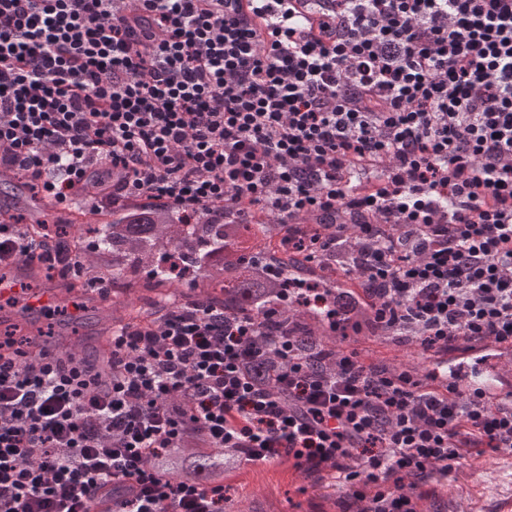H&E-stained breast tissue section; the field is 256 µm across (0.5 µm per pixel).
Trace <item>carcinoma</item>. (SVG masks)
I'll return each instance as SVG.
<instances>
[{"mask_svg":"<svg viewBox=\"0 0 512 512\" xmlns=\"http://www.w3.org/2000/svg\"><path fill=\"white\" fill-rule=\"evenodd\" d=\"M54 224L68 229L77 236L91 235L93 249L84 255L83 274L75 276L66 285V293L58 303L60 309L73 306L80 311L71 315L66 323L59 321L39 322L33 317L22 316L4 327V334L12 336H37L54 344H64L80 358L105 365L110 358L106 333L110 325L143 319L166 313L168 306L159 302L164 291L176 288L180 278L166 272L162 259L173 248L185 253L186 273L196 288L184 295L182 305L205 302L225 314L247 313L263 315L264 308L273 300V294L283 287L284 279L295 276L296 261L282 252L276 264L281 266L282 277L276 279L264 271L265 259L248 251L255 241L265 244L280 234L275 219L266 224H240V237L228 245L224 242V225L210 216L201 214L185 222L167 208L112 211V220L105 224L87 221L77 224L70 218L57 217ZM364 241L358 236H349L336 255V266L352 267L359 260ZM147 269L148 279L141 281L137 273ZM103 273L112 275V292L115 296L137 294L141 304L129 308V302L115 301L112 311L100 307V300L87 288V280ZM27 279L42 288H52L55 280L38 267L16 264L0 267L1 280ZM272 332L290 333L300 351L316 361L321 371L330 368L328 353L336 347V333L324 326L320 310L313 307L295 309L281 305ZM409 362L401 365L405 370L419 369L418 361L424 357L422 348L406 340ZM185 465L165 467L164 476L169 478L191 477L206 485L224 476L228 468L224 451L220 448L183 449Z\"/></svg>","mask_w":512,"mask_h":512,"instance_id":"cac0c4a2","label":"carcinoma"}]
</instances>
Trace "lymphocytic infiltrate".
I'll return each instance as SVG.
<instances>
[{
	"instance_id": "1",
	"label": "lymphocytic infiltrate",
	"mask_w": 512,
	"mask_h": 512,
	"mask_svg": "<svg viewBox=\"0 0 512 512\" xmlns=\"http://www.w3.org/2000/svg\"><path fill=\"white\" fill-rule=\"evenodd\" d=\"M244 0H0V177L54 206L270 213L331 269L356 217L364 257L282 301L366 312L431 370L357 350L312 371L264 319L198 302L112 333L108 373L0 336V512H224V484L169 479L202 436L241 464L281 458L347 488L356 512H417L407 482L472 449L512 458V399L446 382L448 352L512 344V0H323L283 28ZM111 168L109 188L92 176ZM83 251L0 219V266L59 279ZM286 360L271 386L250 375Z\"/></svg>"
}]
</instances>
